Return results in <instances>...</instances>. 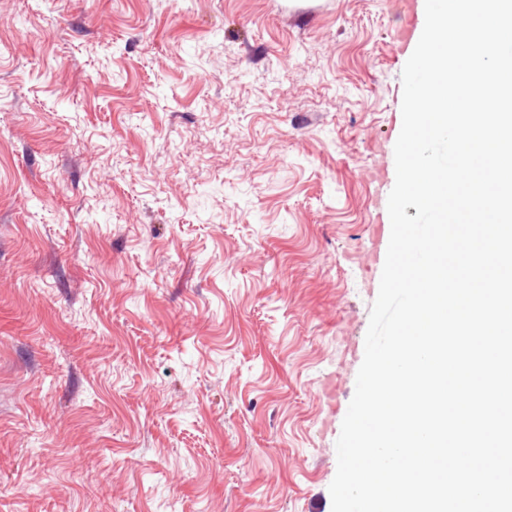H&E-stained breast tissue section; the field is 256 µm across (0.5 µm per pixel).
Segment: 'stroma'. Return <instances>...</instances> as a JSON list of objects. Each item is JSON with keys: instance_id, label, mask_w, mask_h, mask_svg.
<instances>
[{"instance_id": "obj_1", "label": "stroma", "mask_w": 512, "mask_h": 512, "mask_svg": "<svg viewBox=\"0 0 512 512\" xmlns=\"http://www.w3.org/2000/svg\"><path fill=\"white\" fill-rule=\"evenodd\" d=\"M424 23L0 0V512H331ZM372 224L368 226V245L366 246L365 255L369 262L377 261L380 257V248L385 238V227L382 215L376 212Z\"/></svg>"}]
</instances>
